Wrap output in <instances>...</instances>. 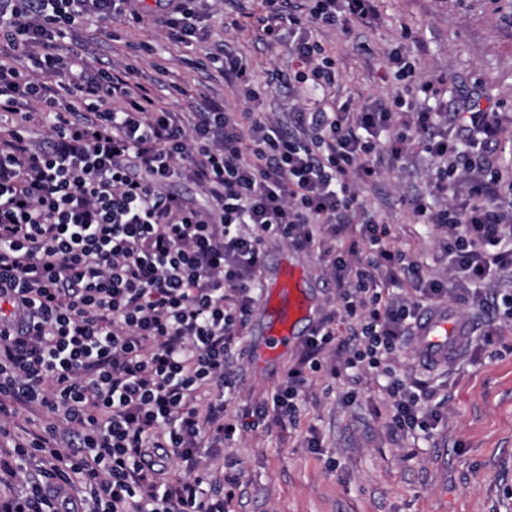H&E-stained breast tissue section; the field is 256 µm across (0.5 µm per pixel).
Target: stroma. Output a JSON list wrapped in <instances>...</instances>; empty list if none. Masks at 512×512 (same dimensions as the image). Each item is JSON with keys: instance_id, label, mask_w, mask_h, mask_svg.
Returning <instances> with one entry per match:
<instances>
[{"instance_id": "1", "label": "stroma", "mask_w": 512, "mask_h": 512, "mask_svg": "<svg viewBox=\"0 0 512 512\" xmlns=\"http://www.w3.org/2000/svg\"><path fill=\"white\" fill-rule=\"evenodd\" d=\"M372 25H353L350 33L326 31L320 39L335 48L340 80L335 87L303 91L324 108L358 105L393 93L396 82L388 55L404 47L418 76H444L438 95V131L457 136L473 106L493 113L499 133L468 164L490 162L512 169V0H377ZM113 36L100 33L87 17L62 47L88 62L117 61L134 69L136 81L155 86L171 111L210 96L232 100L230 87L215 67H202L206 46L224 41L248 59L256 79L267 69L294 70L285 49H271L251 32L225 29L223 12L208 19L203 42L168 41L153 10L141 22L113 24ZM410 40H403V31ZM437 160L414 148L373 186L365 198L376 216L389 222V247L418 261L425 274H441L435 226L415 223L403 198L424 192ZM263 276L290 260L308 277L307 289L325 316L337 305L338 291L317 253L295 250L280 239L264 243ZM486 304H443L493 332L490 346L465 344L448 363L428 371L417 361L414 340H405L389 363L399 378L423 381L444 405V420L432 436L392 434L387 426L389 398L383 376L360 373L358 380L321 370L310 378L296 423L257 428L234 447L218 449L227 475L238 486L230 512H512V315L501 300L512 292V271L487 287ZM300 345L262 367L242 336L229 356L236 388L228 395L234 413L264 401L297 362ZM320 445L307 447L310 436Z\"/></svg>"}]
</instances>
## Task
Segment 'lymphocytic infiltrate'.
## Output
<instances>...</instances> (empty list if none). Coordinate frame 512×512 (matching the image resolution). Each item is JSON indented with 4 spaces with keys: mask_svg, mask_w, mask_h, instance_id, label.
<instances>
[{
    "mask_svg": "<svg viewBox=\"0 0 512 512\" xmlns=\"http://www.w3.org/2000/svg\"><path fill=\"white\" fill-rule=\"evenodd\" d=\"M193 2L165 0L166 39L199 38L205 16ZM89 13L105 25L141 18L137 0H0V40L30 62L24 72L0 62V117L21 118L0 134V439H11L19 411L51 418L0 448V482L34 457L46 478L0 512H228L236 480L213 476L201 458L250 426L228 413L224 393L265 238L319 253L348 322V339L325 325L306 338L299 363L252 410L292 422L330 350H345L347 370L386 368L449 279L477 286L512 267V249L498 248L512 238V195L499 178L458 168L462 139L434 133L424 105L438 82L419 81L401 50L388 58L400 83L392 96L333 112L294 97L290 132L262 111L270 89L335 85L336 59L315 34L371 23L376 0H259L247 19L225 16V27L255 30L297 60L296 71L272 68L260 83L234 49H207L243 102L235 110L208 102L173 112L131 81V68L61 53ZM416 132L446 172L405 204L441 231L445 278L390 250V229L373 216L362 235L375 263L357 265L334 246L363 211L364 188ZM176 179L195 184L198 205L165 193ZM459 188V202L435 207ZM399 276L413 296H383L379 278ZM387 393L393 432H428L442 419L423 385L396 377ZM169 455L189 478L170 481L157 464Z\"/></svg>",
    "mask_w": 512,
    "mask_h": 512,
    "instance_id": "f902f5d3",
    "label": "lymphocytic infiltrate"
}]
</instances>
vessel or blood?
I'll return each mask as SVG.
<instances>
[{
    "instance_id": "b4317fda",
    "label": "vessel or blood",
    "mask_w": 512,
    "mask_h": 512,
    "mask_svg": "<svg viewBox=\"0 0 512 512\" xmlns=\"http://www.w3.org/2000/svg\"><path fill=\"white\" fill-rule=\"evenodd\" d=\"M261 308L267 320L259 330L262 340L253 351L259 361L286 350L298 331L309 336L315 332L311 300L300 286L299 274L288 264H281L275 277L263 279ZM472 329L471 321L459 318L448 305L429 307L414 329L421 362L428 366L445 362L460 350Z\"/></svg>"
}]
</instances>
